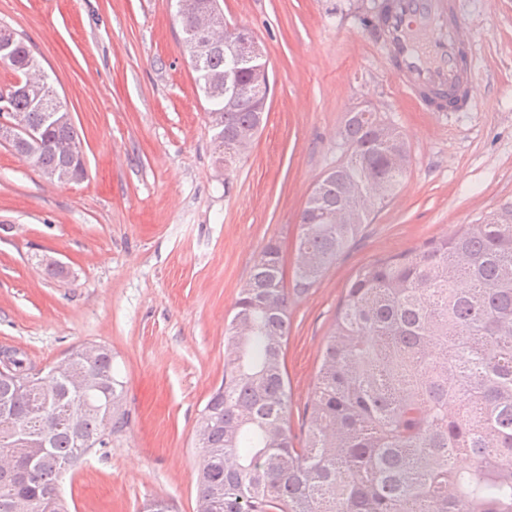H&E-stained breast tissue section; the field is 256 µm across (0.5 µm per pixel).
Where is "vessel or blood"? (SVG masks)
Listing matches in <instances>:
<instances>
[{
	"mask_svg": "<svg viewBox=\"0 0 512 512\" xmlns=\"http://www.w3.org/2000/svg\"><path fill=\"white\" fill-rule=\"evenodd\" d=\"M462 32L455 0H397L381 34L405 95L440 110L467 103Z\"/></svg>",
	"mask_w": 512,
	"mask_h": 512,
	"instance_id": "1",
	"label": "vessel or blood"
}]
</instances>
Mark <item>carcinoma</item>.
Returning <instances> with one entry per match:
<instances>
[{
  "label": "carcinoma",
  "instance_id": "carcinoma-1",
  "mask_svg": "<svg viewBox=\"0 0 512 512\" xmlns=\"http://www.w3.org/2000/svg\"><path fill=\"white\" fill-rule=\"evenodd\" d=\"M181 19L202 60L203 90L224 74V52L210 48L195 16ZM0 63L15 75L0 96L39 129L14 149L43 173L69 168L66 147L81 143L74 123L44 121L17 87L40 60L20 38ZM240 82L232 101L222 90L205 96L207 112L223 117L213 143L226 168L241 152H224V139L264 117L250 76ZM340 138L351 154L324 174L314 207L300 215L293 291L280 244L270 242L235 303L224 381L198 422L196 512H512V206L356 272L323 349L305 443L294 446L291 293L312 288L362 234L376 211L370 189L379 187L382 206L407 173L403 136L376 113H349ZM11 356L0 375V456L11 459L0 466V512L16 500L27 512H67L63 473L127 423L111 412L124 398L112 349L101 346L91 361L80 345L70 351L84 390L62 374L23 389L18 380L34 366L20 349ZM459 454L470 467L454 464Z\"/></svg>",
  "mask_w": 512,
  "mask_h": 512
}]
</instances>
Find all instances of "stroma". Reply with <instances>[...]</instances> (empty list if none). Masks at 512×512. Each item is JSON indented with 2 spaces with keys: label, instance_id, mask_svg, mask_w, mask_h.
<instances>
[{
  "label": "stroma",
  "instance_id": "obj_1",
  "mask_svg": "<svg viewBox=\"0 0 512 512\" xmlns=\"http://www.w3.org/2000/svg\"><path fill=\"white\" fill-rule=\"evenodd\" d=\"M380 0H220L263 49L272 93L240 162L212 156L206 102L176 0H0V26L39 58L82 136L87 174L50 186L0 143V349L38 367L76 345L114 354L127 423L62 484L68 512H196L201 410L224 376L235 302L269 242L294 261L299 214L340 157L347 112L403 135L407 176L358 240L292 296L289 422L303 438L321 355L350 279L380 257L512 206V0H457L472 99L433 112L405 96ZM63 263L48 274L46 259Z\"/></svg>",
  "mask_w": 512,
  "mask_h": 512
}]
</instances>
